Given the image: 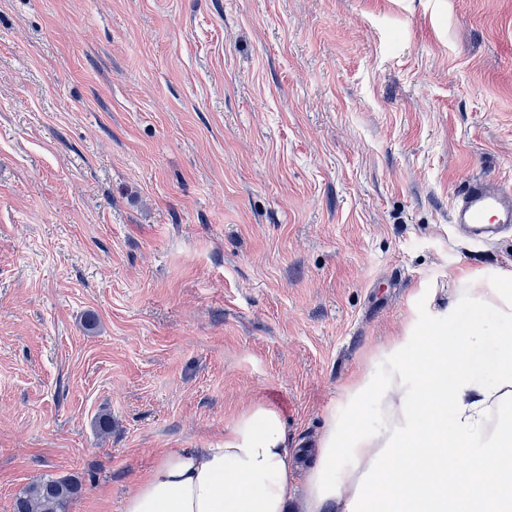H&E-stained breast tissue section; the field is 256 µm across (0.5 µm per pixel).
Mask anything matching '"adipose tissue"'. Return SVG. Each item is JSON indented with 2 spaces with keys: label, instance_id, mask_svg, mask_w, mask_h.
I'll return each instance as SVG.
<instances>
[{
  "label": "adipose tissue",
  "instance_id": "1",
  "mask_svg": "<svg viewBox=\"0 0 512 512\" xmlns=\"http://www.w3.org/2000/svg\"><path fill=\"white\" fill-rule=\"evenodd\" d=\"M492 335L503 347L487 378L473 355ZM382 356L387 377L364 369L328 413L304 488L281 414L256 402L213 446L164 453L123 512H512V272H460Z\"/></svg>",
  "mask_w": 512,
  "mask_h": 512
}]
</instances>
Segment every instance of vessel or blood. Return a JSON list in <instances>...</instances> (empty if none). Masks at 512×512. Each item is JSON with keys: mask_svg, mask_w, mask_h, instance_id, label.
<instances>
[{"mask_svg": "<svg viewBox=\"0 0 512 512\" xmlns=\"http://www.w3.org/2000/svg\"><path fill=\"white\" fill-rule=\"evenodd\" d=\"M449 221L475 240L489 239L498 227L512 226V186L481 177L471 180L455 196Z\"/></svg>", "mask_w": 512, "mask_h": 512, "instance_id": "1", "label": "vessel or blood"}]
</instances>
